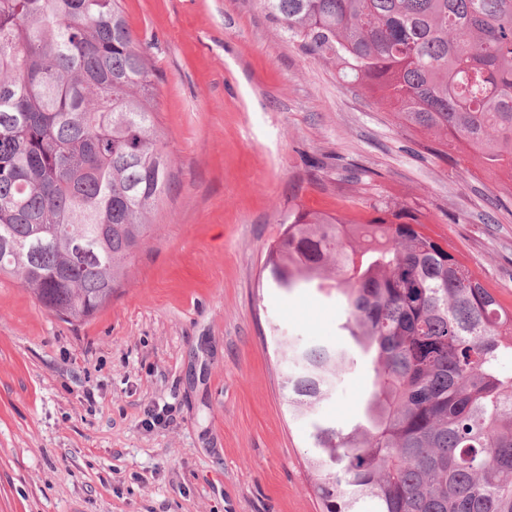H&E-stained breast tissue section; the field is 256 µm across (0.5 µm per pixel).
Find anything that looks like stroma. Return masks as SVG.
Returning a JSON list of instances; mask_svg holds the SVG:
<instances>
[{
    "instance_id": "stroma-1",
    "label": "stroma",
    "mask_w": 512,
    "mask_h": 512,
    "mask_svg": "<svg viewBox=\"0 0 512 512\" xmlns=\"http://www.w3.org/2000/svg\"><path fill=\"white\" fill-rule=\"evenodd\" d=\"M122 9L156 71L173 175L130 281L93 318L62 321L0 276V512H322L270 330L339 341L344 305L271 284L282 216L419 210L510 308L512 204L477 158L428 152L260 0ZM368 384L350 371L320 416L354 424Z\"/></svg>"
}]
</instances>
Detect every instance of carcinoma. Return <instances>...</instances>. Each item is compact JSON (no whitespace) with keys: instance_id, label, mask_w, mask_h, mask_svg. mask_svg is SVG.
Segmentation results:
<instances>
[{"instance_id":"1","label":"carcinoma","mask_w":512,"mask_h":512,"mask_svg":"<svg viewBox=\"0 0 512 512\" xmlns=\"http://www.w3.org/2000/svg\"><path fill=\"white\" fill-rule=\"evenodd\" d=\"M289 38L400 124L480 158L512 198V0H261ZM155 76L119 0H0V275L66 322L129 281L172 164ZM265 260L276 288L345 298L339 343L274 337L311 422L323 512H512V309L423 215L298 205ZM87 246L76 255L70 240ZM360 358V419L316 415Z\"/></svg>"}]
</instances>
